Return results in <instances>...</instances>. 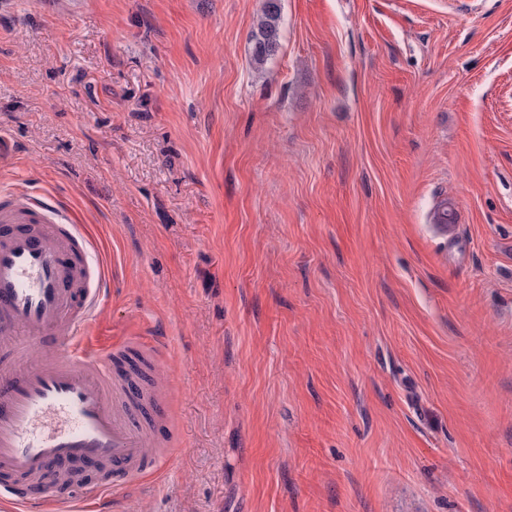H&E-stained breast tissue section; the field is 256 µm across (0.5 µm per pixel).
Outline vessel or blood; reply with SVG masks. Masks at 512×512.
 Instances as JSON below:
<instances>
[{
  "instance_id": "1",
  "label": "vessel or blood",
  "mask_w": 512,
  "mask_h": 512,
  "mask_svg": "<svg viewBox=\"0 0 512 512\" xmlns=\"http://www.w3.org/2000/svg\"><path fill=\"white\" fill-rule=\"evenodd\" d=\"M96 238L69 203L37 189L0 194V500L50 512L51 494L80 488L81 512L137 484L160 459L144 418L152 390L117 372L126 347L92 334L112 285ZM52 354L31 363L34 345ZM80 465L98 473L77 486ZM47 496L33 501L30 489Z\"/></svg>"
}]
</instances>
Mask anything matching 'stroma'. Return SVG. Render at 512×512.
Returning a JSON list of instances; mask_svg holds the SVG:
<instances>
[{"label": "stroma", "mask_w": 512, "mask_h": 512, "mask_svg": "<svg viewBox=\"0 0 512 512\" xmlns=\"http://www.w3.org/2000/svg\"><path fill=\"white\" fill-rule=\"evenodd\" d=\"M261 4L0 5V188L156 364L112 512H512V0H280L259 67ZM279 0H264L256 20L253 39L252 62L263 65L279 49L281 10Z\"/></svg>", "instance_id": "1"}]
</instances>
